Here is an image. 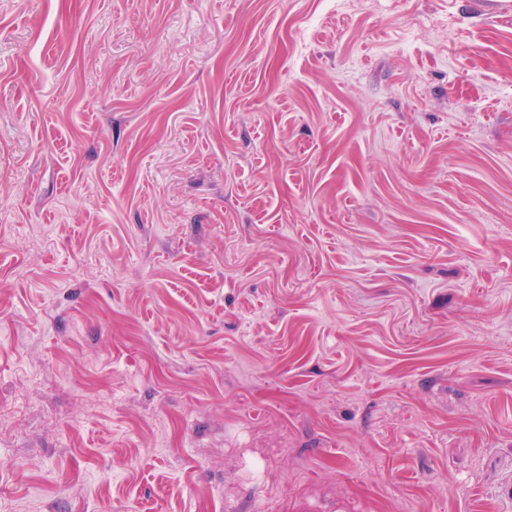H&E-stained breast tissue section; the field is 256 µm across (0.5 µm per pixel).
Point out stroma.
I'll list each match as a JSON object with an SVG mask.
<instances>
[{
	"label": "stroma",
	"mask_w": 512,
	"mask_h": 512,
	"mask_svg": "<svg viewBox=\"0 0 512 512\" xmlns=\"http://www.w3.org/2000/svg\"><path fill=\"white\" fill-rule=\"evenodd\" d=\"M512 0H0V512H512Z\"/></svg>",
	"instance_id": "1"
}]
</instances>
